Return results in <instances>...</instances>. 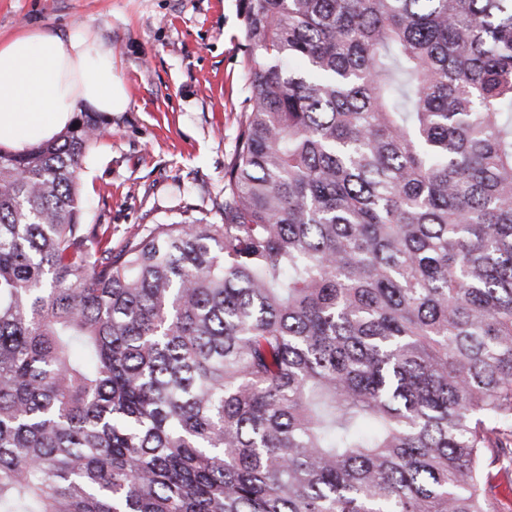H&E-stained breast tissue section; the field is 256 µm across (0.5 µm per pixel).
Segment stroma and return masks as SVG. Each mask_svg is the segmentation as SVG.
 Here are the masks:
<instances>
[{"mask_svg": "<svg viewBox=\"0 0 512 512\" xmlns=\"http://www.w3.org/2000/svg\"><path fill=\"white\" fill-rule=\"evenodd\" d=\"M27 28L92 31L128 95L85 160L86 221L128 232L207 214L246 110L240 0H0V37Z\"/></svg>", "mask_w": 512, "mask_h": 512, "instance_id": "1", "label": "stroma"}]
</instances>
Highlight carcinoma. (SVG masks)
<instances>
[{
	"mask_svg": "<svg viewBox=\"0 0 512 512\" xmlns=\"http://www.w3.org/2000/svg\"><path fill=\"white\" fill-rule=\"evenodd\" d=\"M221 223L112 246V117L0 146V512H500L512 0H243Z\"/></svg>",
	"mask_w": 512,
	"mask_h": 512,
	"instance_id": "1",
	"label": "carcinoma"
}]
</instances>
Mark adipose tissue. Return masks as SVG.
I'll return each mask as SVG.
<instances>
[{
	"instance_id": "adipose-tissue-1",
	"label": "adipose tissue",
	"mask_w": 512,
	"mask_h": 512,
	"mask_svg": "<svg viewBox=\"0 0 512 512\" xmlns=\"http://www.w3.org/2000/svg\"><path fill=\"white\" fill-rule=\"evenodd\" d=\"M128 103L112 50L87 30L27 29L0 41V146L50 140L75 112H117Z\"/></svg>"
}]
</instances>
